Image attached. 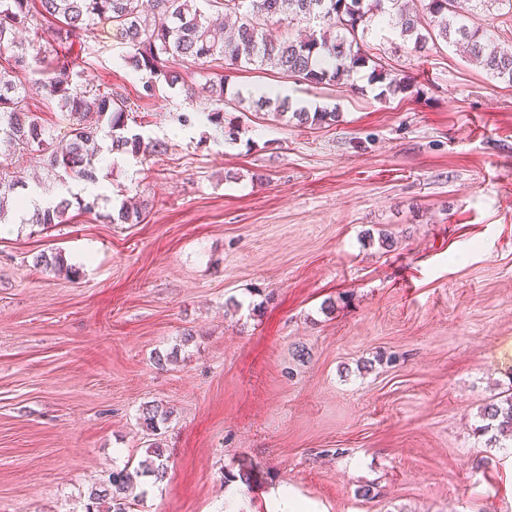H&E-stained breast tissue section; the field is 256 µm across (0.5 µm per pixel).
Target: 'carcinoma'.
Instances as JSON below:
<instances>
[{"label": "carcinoma", "instance_id": "cac0c4a2", "mask_svg": "<svg viewBox=\"0 0 512 512\" xmlns=\"http://www.w3.org/2000/svg\"><path fill=\"white\" fill-rule=\"evenodd\" d=\"M43 14L57 22L56 37L63 44L72 37L91 33L107 24L127 45L125 64L136 72L146 71L149 79L142 96L151 97L157 85L181 86L187 104L194 105L196 92L179 68L185 62L205 63L220 57L234 69L271 68L297 77L311 86L344 85L359 69L370 67V80L385 84L384 92L399 95L411 84L388 73L382 58L369 52L364 41L371 23L385 17L396 23L400 36L424 50L442 40L462 50L487 73L512 84V47H503L478 26L467 24L459 13L457 0H152L144 9L142 0H39ZM34 0H0V143L10 154L34 161L51 173L74 180L97 181L95 160L100 141L111 140L110 151L133 156H152L163 144L144 141L128 131L127 98L98 87L84 86L75 77V60L57 59L51 69H32L29 51L41 53L36 41L24 45L16 34L28 28ZM318 22L322 27L306 38L292 37L302 23ZM32 80L49 100L68 111L72 134L65 148H55L34 114L27 111L25 82ZM213 108L206 119L226 141L239 139L236 118L224 115V78L208 85ZM277 115L287 114L296 125H321L336 121V112L316 107L291 108L288 99L276 102ZM18 181L9 164L0 161V217L14 195ZM71 206L63 199L55 206L36 209L35 223L62 224ZM111 223L128 224L140 219V212L123 203L107 215ZM486 424L481 430L496 431L499 438L512 439V394L481 412ZM168 411L159 405L142 408L141 425L155 436L147 444L146 457L131 470L125 466L109 472L106 485L91 488L86 512H131L130 495L141 477L160 480L166 473L165 449L156 439Z\"/></svg>", "mask_w": 512, "mask_h": 512}]
</instances>
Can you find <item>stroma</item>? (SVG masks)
I'll use <instances>...</instances> for the list:
<instances>
[{"label": "stroma", "mask_w": 512, "mask_h": 512, "mask_svg": "<svg viewBox=\"0 0 512 512\" xmlns=\"http://www.w3.org/2000/svg\"><path fill=\"white\" fill-rule=\"evenodd\" d=\"M366 41L410 93L382 97L366 68L349 88L189 65L250 104L267 88L338 113L298 127L251 106L227 143L172 120L207 97H141L109 26L74 40L80 82L122 93L166 150L101 152L92 189L20 171L18 199L96 207L0 233V512H85L143 459L150 404L171 413L167 473L133 512H287L278 486L307 512H512V446L478 431L512 390V86L384 24ZM27 108L69 140L33 83ZM123 187L140 223L106 219Z\"/></svg>", "instance_id": "obj_1"}]
</instances>
